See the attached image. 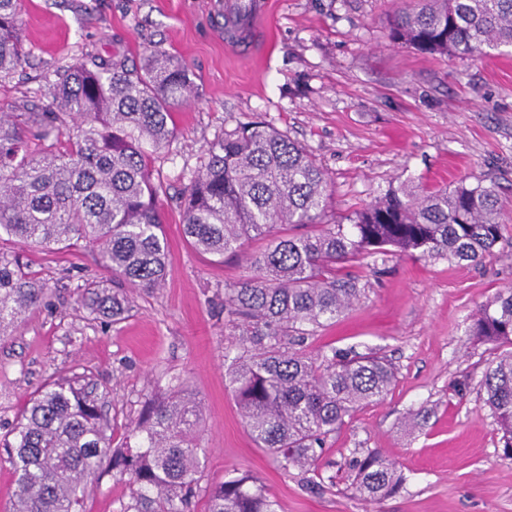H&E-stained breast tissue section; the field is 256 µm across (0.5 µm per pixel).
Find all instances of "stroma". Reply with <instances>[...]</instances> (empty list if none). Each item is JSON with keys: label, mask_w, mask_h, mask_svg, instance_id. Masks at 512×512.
Segmentation results:
<instances>
[{"label": "stroma", "mask_w": 512, "mask_h": 512, "mask_svg": "<svg viewBox=\"0 0 512 512\" xmlns=\"http://www.w3.org/2000/svg\"><path fill=\"white\" fill-rule=\"evenodd\" d=\"M409 0H275L273 47L264 61L224 43L210 0H18L28 51L22 73L0 87V109L46 102L45 77L89 49L138 58L146 48L189 64L197 95L174 114L176 134L152 170L167 188L161 214L173 263L162 288L133 290L118 324L82 306L84 285L108 278L82 247L48 252L11 238L48 287L50 304L0 340V424L15 421L48 379L91 377L122 443L144 401L183 380L203 402L201 483L248 472L278 512H512V461L484 404L490 347L469 328L480 305L512 288V56L441 59L394 45L389 20ZM263 117L304 146L330 181L328 215L348 222L363 204L410 182L426 188L498 183L505 243L481 263L390 255L362 267V294L336 323L308 340L392 359L396 380L328 442L323 493L284 475L247 431L225 379L233 338L224 285L244 257L219 262L182 232L179 193L206 144L222 129ZM419 412V425L404 416ZM369 450L396 463L401 494L380 502L354 493L346 463ZM129 487L117 471L93 484L85 512H119Z\"/></svg>", "instance_id": "stroma-1"}]
</instances>
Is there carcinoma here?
I'll return each mask as SVG.
<instances>
[{"label":"carcinoma","mask_w":512,"mask_h":512,"mask_svg":"<svg viewBox=\"0 0 512 512\" xmlns=\"http://www.w3.org/2000/svg\"><path fill=\"white\" fill-rule=\"evenodd\" d=\"M17 4L0 0L1 82L26 58ZM390 39L440 58L502 53L512 49V0H414L393 17ZM46 84L50 104L0 112V234L48 251L93 248L117 281H90L82 305L117 323L131 290L162 287L172 265L159 210L166 187L152 177L150 151L170 144L173 110L190 101L195 84L186 63L159 50L137 63L87 51L55 65ZM328 197L327 174L312 154L258 118L209 142L179 203L183 233L201 253L222 260L249 241L264 242L246 256L249 275L224 284L238 349L224 355L226 372L257 446L283 472L298 470L310 492L323 488L308 473L329 438L395 380L382 356L307 350L361 294L359 278L345 270L388 254L479 263L504 241V202L493 181L432 190L401 184L349 226L326 220ZM47 297L20 257L0 250V336ZM471 332L496 351L482 386L502 457L512 460V289L480 306ZM202 411L177 378L146 400L114 448L111 420L88 378L46 382L0 437L17 475L13 512H83L88 482L106 461L128 477L121 512H191L202 492L208 512H277L247 472L201 486ZM349 466L365 500L380 502L406 482L375 450Z\"/></svg>","instance_id":"cac0c4a2"}]
</instances>
